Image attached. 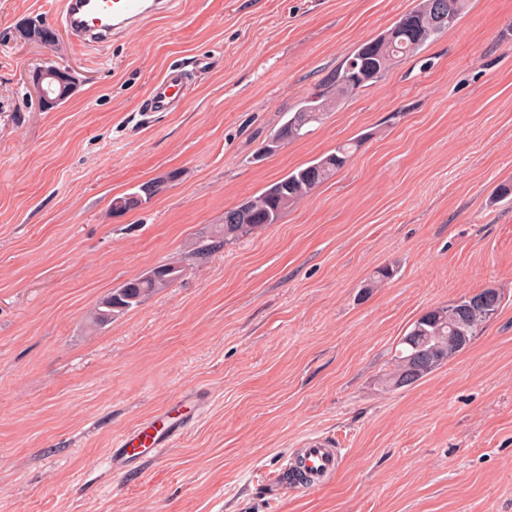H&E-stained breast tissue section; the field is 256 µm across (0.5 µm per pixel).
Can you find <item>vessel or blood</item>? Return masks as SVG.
<instances>
[{
  "label": "vessel or blood",
  "instance_id": "b4317fda",
  "mask_svg": "<svg viewBox=\"0 0 512 512\" xmlns=\"http://www.w3.org/2000/svg\"><path fill=\"white\" fill-rule=\"evenodd\" d=\"M176 4L177 0H62L57 22L77 41L99 44L173 13ZM188 86V78L181 70H169L152 85L147 97L148 111H177ZM196 410L197 401L189 395L158 409L120 436L115 461L130 467L173 447L193 422ZM339 462L338 448L316 437L292 453L286 467L304 475L306 488L313 489L334 476Z\"/></svg>",
  "mask_w": 512,
  "mask_h": 512
}]
</instances>
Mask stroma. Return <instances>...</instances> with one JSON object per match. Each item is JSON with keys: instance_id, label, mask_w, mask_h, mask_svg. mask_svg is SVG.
I'll list each match as a JSON object with an SVG mask.
<instances>
[{"instance_id": "1", "label": "stroma", "mask_w": 512, "mask_h": 512, "mask_svg": "<svg viewBox=\"0 0 512 512\" xmlns=\"http://www.w3.org/2000/svg\"><path fill=\"white\" fill-rule=\"evenodd\" d=\"M418 0H178L90 46L61 0H0V512H512V0L458 24L341 101L304 138H268L361 43ZM40 18L57 41H27ZM74 93L40 110L44 64ZM189 71L176 112L151 86ZM358 139L279 223L192 256L224 211ZM162 182L122 215L112 200ZM182 272L96 325L129 279ZM395 275L367 283L377 268ZM494 288L462 353L396 391L380 380L427 310ZM192 395L200 417L131 472L115 440ZM321 436L336 475L281 473Z\"/></svg>"}]
</instances>
